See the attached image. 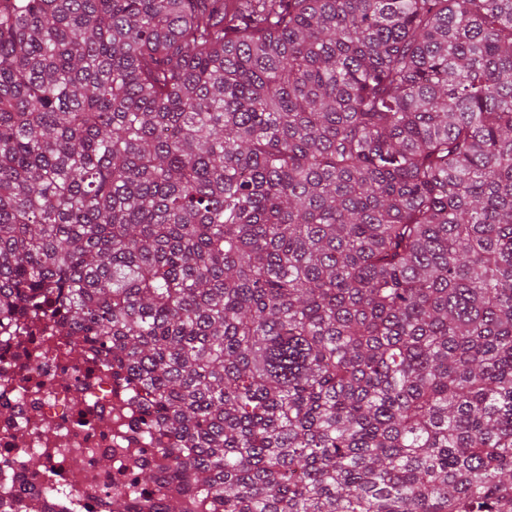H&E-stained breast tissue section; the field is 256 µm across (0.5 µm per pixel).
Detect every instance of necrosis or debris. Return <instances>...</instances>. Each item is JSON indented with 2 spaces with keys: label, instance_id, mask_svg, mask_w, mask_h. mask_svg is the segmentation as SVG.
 Returning a JSON list of instances; mask_svg holds the SVG:
<instances>
[{
  "label": "necrosis or debris",
  "instance_id": "4bbe7bcc",
  "mask_svg": "<svg viewBox=\"0 0 512 512\" xmlns=\"http://www.w3.org/2000/svg\"><path fill=\"white\" fill-rule=\"evenodd\" d=\"M138 411L98 362L44 320L0 335V498L46 493L45 512H159L167 483L141 484L132 464L156 471L154 439L132 434Z\"/></svg>",
  "mask_w": 512,
  "mask_h": 512
}]
</instances>
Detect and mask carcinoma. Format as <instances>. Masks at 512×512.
<instances>
[{"label": "carcinoma", "instance_id": "cac0c4a2", "mask_svg": "<svg viewBox=\"0 0 512 512\" xmlns=\"http://www.w3.org/2000/svg\"><path fill=\"white\" fill-rule=\"evenodd\" d=\"M23 317L162 512H512V0H0Z\"/></svg>", "mask_w": 512, "mask_h": 512}]
</instances>
